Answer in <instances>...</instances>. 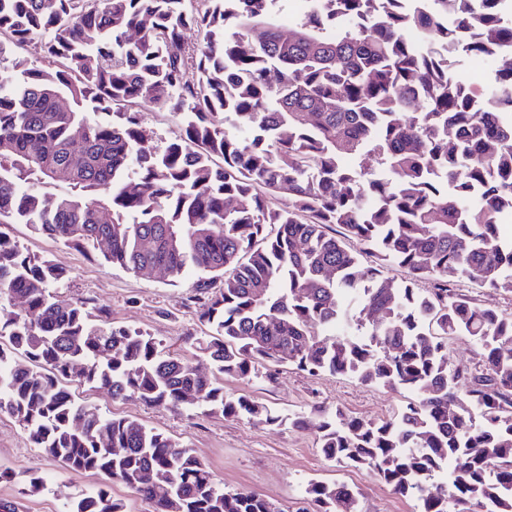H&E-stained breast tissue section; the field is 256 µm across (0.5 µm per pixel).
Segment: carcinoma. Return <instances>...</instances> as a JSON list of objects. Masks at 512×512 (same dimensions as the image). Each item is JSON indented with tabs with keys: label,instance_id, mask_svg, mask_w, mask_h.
I'll use <instances>...</instances> for the list:
<instances>
[{
	"label": "carcinoma",
	"instance_id": "cac0c4a2",
	"mask_svg": "<svg viewBox=\"0 0 512 512\" xmlns=\"http://www.w3.org/2000/svg\"><path fill=\"white\" fill-rule=\"evenodd\" d=\"M185 2L0 0V224L135 273H201L210 334L192 346L214 371L55 301L67 271L0 232V299L24 303L0 312V413L62 467L119 481L155 512H284L69 385L279 425L224 380L266 365L349 375L417 399L380 422L338 407L288 418L320 430L326 459L370 470L419 512H512V312L448 287L512 293V0H308L287 33L281 0ZM34 38L56 69L21 56ZM450 49L501 62L483 92L499 111H474L477 91L448 81ZM144 100L183 117L162 146L141 124ZM363 153L398 179L347 165ZM61 168L69 189L51 194ZM455 336L480 345L485 373L452 366ZM305 494L301 512H354L358 492L311 481ZM66 512L123 504L102 485Z\"/></svg>",
	"mask_w": 512,
	"mask_h": 512
}]
</instances>
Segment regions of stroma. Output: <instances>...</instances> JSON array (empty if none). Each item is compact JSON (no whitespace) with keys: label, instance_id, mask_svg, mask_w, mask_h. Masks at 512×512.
Instances as JSON below:
<instances>
[{"label":"stroma","instance_id":"stroma-1","mask_svg":"<svg viewBox=\"0 0 512 512\" xmlns=\"http://www.w3.org/2000/svg\"><path fill=\"white\" fill-rule=\"evenodd\" d=\"M0 231L67 270V279L52 289L60 302H86L94 314L148 332L171 351L187 356L192 353L188 337L207 332L193 301L196 273H187L174 283L159 273L135 274L112 266L36 234L26 224H5ZM224 389L249 395L285 416H307L314 407L337 406L350 415L375 421L389 419L407 399L406 394L365 385L348 376L312 375L293 366L276 368L269 378L261 374L229 379ZM76 395L103 415L137 419L192 448L225 489L272 498L284 512H296L305 497V485L312 479L356 487L358 512H418L417 500L396 494L371 471L327 461L314 428L256 426L194 408L173 412L135 399L115 401L105 391L89 387L77 388ZM1 469L14 473L15 479L0 480V499L19 502L20 512H62L71 498L102 481L98 475L71 473L42 454L18 422L6 414H0ZM30 471L37 472L45 483L44 490L34 495L27 494L22 482Z\"/></svg>","mask_w":512,"mask_h":512}]
</instances>
